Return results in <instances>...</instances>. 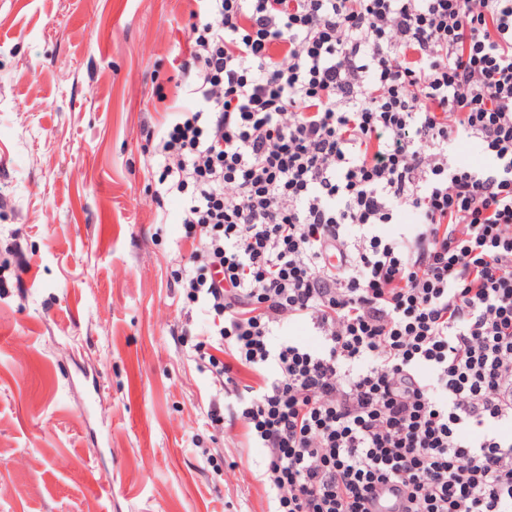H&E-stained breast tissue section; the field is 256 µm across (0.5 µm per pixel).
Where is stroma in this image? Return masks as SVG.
<instances>
[{"label":"stroma","mask_w":512,"mask_h":512,"mask_svg":"<svg viewBox=\"0 0 512 512\" xmlns=\"http://www.w3.org/2000/svg\"><path fill=\"white\" fill-rule=\"evenodd\" d=\"M193 0H0V512H270L215 436L173 283L181 204L147 129Z\"/></svg>","instance_id":"35a3bbf8"}]
</instances>
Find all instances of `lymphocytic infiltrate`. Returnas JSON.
I'll list each match as a JSON object with an SVG mask.
<instances>
[{"label":"lymphocytic infiltrate","instance_id":"f902f5d3","mask_svg":"<svg viewBox=\"0 0 512 512\" xmlns=\"http://www.w3.org/2000/svg\"><path fill=\"white\" fill-rule=\"evenodd\" d=\"M201 3L195 104L146 141L205 416L265 448L272 512H371L387 484L400 512H512V0ZM464 138L492 169L449 164ZM404 209L413 234H380ZM298 321L320 348L276 341Z\"/></svg>","mask_w":512,"mask_h":512}]
</instances>
